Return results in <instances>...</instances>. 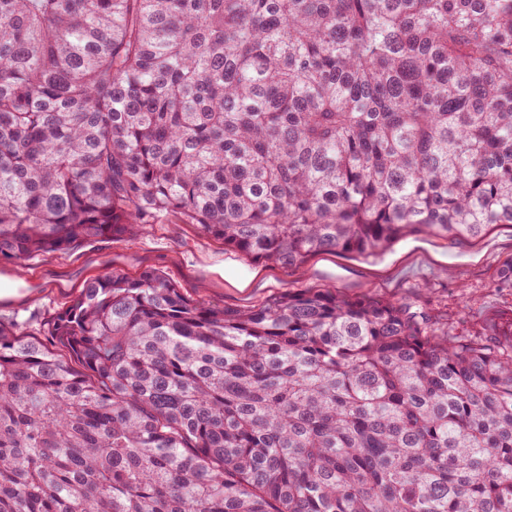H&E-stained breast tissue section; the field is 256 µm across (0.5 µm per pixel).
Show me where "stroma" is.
I'll return each mask as SVG.
<instances>
[{
	"label": "stroma",
	"instance_id": "obj_1",
	"mask_svg": "<svg viewBox=\"0 0 512 512\" xmlns=\"http://www.w3.org/2000/svg\"><path fill=\"white\" fill-rule=\"evenodd\" d=\"M512 258V226L498 225L475 241L415 234L376 256L320 252L284 269L225 249L220 241L170 216L134 238H102L25 266L8 263L0 279V323L28 328L75 293L85 280L112 271L163 272L190 299L209 307L251 309L282 291L329 288L348 298H380L428 312L455 335L512 310V291L498 288Z\"/></svg>",
	"mask_w": 512,
	"mask_h": 512
}]
</instances>
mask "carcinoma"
I'll use <instances>...</instances> for the list:
<instances>
[{"label": "carcinoma", "mask_w": 512, "mask_h": 512, "mask_svg": "<svg viewBox=\"0 0 512 512\" xmlns=\"http://www.w3.org/2000/svg\"><path fill=\"white\" fill-rule=\"evenodd\" d=\"M170 215L288 269L512 224V0H0V257ZM0 512H512V314L94 276L0 325Z\"/></svg>", "instance_id": "carcinoma-1"}]
</instances>
